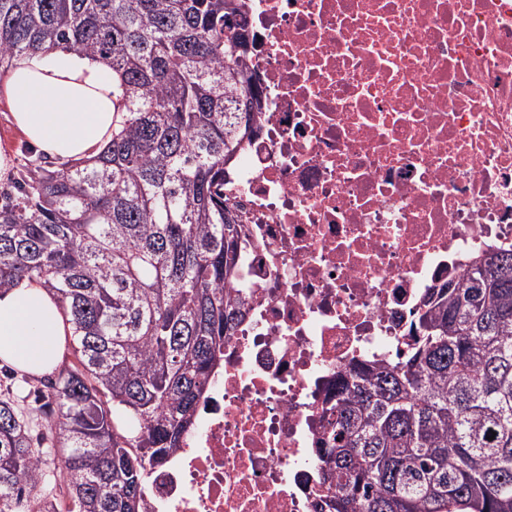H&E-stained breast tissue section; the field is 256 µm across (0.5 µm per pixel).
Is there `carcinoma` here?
<instances>
[{
	"label": "carcinoma",
	"instance_id": "cac0c4a2",
	"mask_svg": "<svg viewBox=\"0 0 512 512\" xmlns=\"http://www.w3.org/2000/svg\"><path fill=\"white\" fill-rule=\"evenodd\" d=\"M245 8L0 0V79L67 48L112 66L128 112L90 162L29 160L0 191V291L38 279L73 325V361L22 377L50 447L0 398V512H60L51 475L68 512H146L152 466L194 428L245 317L226 288L242 228L224 199L262 110ZM408 336L340 392L323 441L334 512H512V249L428 289Z\"/></svg>",
	"mask_w": 512,
	"mask_h": 512
}]
</instances>
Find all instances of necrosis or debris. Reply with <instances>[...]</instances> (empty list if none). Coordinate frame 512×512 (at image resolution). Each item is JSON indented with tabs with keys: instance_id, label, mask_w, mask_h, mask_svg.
Segmentation results:
<instances>
[{
	"instance_id": "obj_1",
	"label": "necrosis or debris",
	"mask_w": 512,
	"mask_h": 512,
	"mask_svg": "<svg viewBox=\"0 0 512 512\" xmlns=\"http://www.w3.org/2000/svg\"><path fill=\"white\" fill-rule=\"evenodd\" d=\"M258 134L224 173L245 319L147 512H332L321 440L427 288L512 247V0H246Z\"/></svg>"
}]
</instances>
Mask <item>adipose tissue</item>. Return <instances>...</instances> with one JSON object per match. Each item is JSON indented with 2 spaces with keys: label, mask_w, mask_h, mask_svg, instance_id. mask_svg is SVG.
Returning <instances> with one entry per match:
<instances>
[{
  "label": "adipose tissue",
  "mask_w": 512,
  "mask_h": 512,
  "mask_svg": "<svg viewBox=\"0 0 512 512\" xmlns=\"http://www.w3.org/2000/svg\"><path fill=\"white\" fill-rule=\"evenodd\" d=\"M14 128L35 152L57 164L92 160L126 118L111 66L73 51L16 60L0 80ZM72 332L54 293L20 280L0 294V362L22 371H52Z\"/></svg>",
  "instance_id": "obj_1"
}]
</instances>
